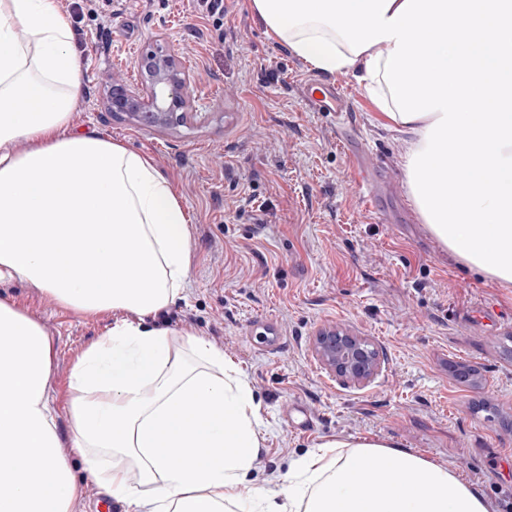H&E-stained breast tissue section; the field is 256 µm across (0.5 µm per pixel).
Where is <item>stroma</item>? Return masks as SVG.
Returning a JSON list of instances; mask_svg holds the SVG:
<instances>
[{
    "mask_svg": "<svg viewBox=\"0 0 512 512\" xmlns=\"http://www.w3.org/2000/svg\"><path fill=\"white\" fill-rule=\"evenodd\" d=\"M84 62L77 130L152 157L192 217L190 276L159 325L205 338L239 362L260 403L262 442L240 492L281 489L288 461L325 437L383 439L452 468L494 512H512V288L463 270L432 238L403 168L410 136L389 123L351 73L329 74L270 41L249 0L211 14L197 0H63ZM161 40L191 75L186 124L146 128L108 112L107 79L138 85L135 61ZM339 82L346 114L309 107V80ZM383 163L388 189L366 210L353 154ZM53 347L49 396L59 452L81 476L72 512H104L102 485L71 448L68 402L81 353L112 327L32 283H0ZM276 324L278 346L265 329ZM340 328L382 353L364 384L317 358L316 336Z\"/></svg>",
    "mask_w": 512,
    "mask_h": 512,
    "instance_id": "1",
    "label": "stroma"
}]
</instances>
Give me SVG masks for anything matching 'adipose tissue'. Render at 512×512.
Wrapping results in <instances>:
<instances>
[{"label":"adipose tissue","mask_w":512,"mask_h":512,"mask_svg":"<svg viewBox=\"0 0 512 512\" xmlns=\"http://www.w3.org/2000/svg\"><path fill=\"white\" fill-rule=\"evenodd\" d=\"M249 3L270 39L364 83L412 136L403 167L428 232L512 287V0ZM83 87L62 0H0V282L114 313L73 368L68 406L72 446L108 496L125 512H492L449 467L371 439H323L292 461L282 499H241L261 435L248 380L204 338L151 323L187 285L188 217L150 156L76 131ZM51 362L42 327L0 299V447L15 459L0 512H70L79 495Z\"/></svg>","instance_id":"ef3b65f1"}]
</instances>
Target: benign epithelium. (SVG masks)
Returning <instances> with one entry per match:
<instances>
[{
  "label": "benign epithelium",
  "instance_id": "7a95c632",
  "mask_svg": "<svg viewBox=\"0 0 512 512\" xmlns=\"http://www.w3.org/2000/svg\"><path fill=\"white\" fill-rule=\"evenodd\" d=\"M141 87L130 88L114 78L109 88L108 109L122 112L147 127L178 125L187 118L186 90L190 75L181 68L168 46L153 43L136 60ZM321 362L337 377L354 384L373 379L381 369L379 350L367 339L344 330H325L315 339Z\"/></svg>",
  "mask_w": 512,
  "mask_h": 512
}]
</instances>
